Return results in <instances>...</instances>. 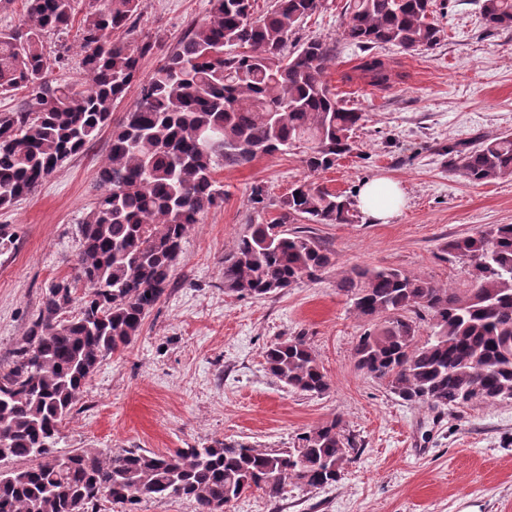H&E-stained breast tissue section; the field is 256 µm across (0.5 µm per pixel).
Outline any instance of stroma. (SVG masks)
<instances>
[{
	"mask_svg": "<svg viewBox=\"0 0 512 512\" xmlns=\"http://www.w3.org/2000/svg\"><path fill=\"white\" fill-rule=\"evenodd\" d=\"M346 0H323L305 19L300 40L335 47L326 78L346 107L364 119L358 149L331 169L309 174L295 152L221 169L224 200L191 225L170 284L140 335L104 358L72 415L59 451L103 453L141 448L166 453L235 439L290 448L300 434L338 419L355 451L342 479L321 488L286 487L279 498L255 490L226 512H512V402L433 409L410 404L357 369L363 324L337 281L357 267L396 268L466 287L467 264L449 254L451 239L487 224H512V177L474 185L454 175L442 148L475 134L512 132V32H484L477 0H451L439 16L441 39L409 53L376 51L391 70L387 86L359 79L361 52L341 39ZM210 0H142L138 31L155 47L139 64L112 113L120 122L140 85L163 63ZM111 129L67 159L28 197L0 209V367L24 346L48 288L69 277L81 252L79 223L100 192ZM314 178L330 192L356 196L361 183L387 177L406 203L391 223L315 224L335 254L318 279L254 298L225 292L224 254L250 222L281 214L297 181ZM264 190L254 203V187ZM305 337L330 383L308 396L271 377L267 344Z\"/></svg>",
	"mask_w": 512,
	"mask_h": 512,
	"instance_id": "35a3bbf8",
	"label": "stroma"
}]
</instances>
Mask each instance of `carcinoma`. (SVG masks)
<instances>
[{
	"instance_id": "cac0c4a2",
	"label": "carcinoma",
	"mask_w": 512,
	"mask_h": 512,
	"mask_svg": "<svg viewBox=\"0 0 512 512\" xmlns=\"http://www.w3.org/2000/svg\"><path fill=\"white\" fill-rule=\"evenodd\" d=\"M142 0H90L79 27L83 79L52 76L65 61L47 54L48 34L70 31L80 0H26L15 27L0 29V94L28 90L15 111L0 112V209L31 195L68 158L113 126L101 193L82 220L75 274L46 292L26 345L0 369V512H97L106 499L137 512L144 499L186 498L196 512H224L253 489L277 498L290 484L337 483L354 443L333 419L291 449L235 439L168 454L125 449L109 455L57 451L59 428L104 357L124 351L159 303L193 224L223 191L216 174L259 156L297 150L311 173L355 150L363 114L342 105L326 76L333 48L293 39L322 0H273L255 16L251 0H210L117 125L115 105L134 82L149 38L131 35ZM447 0H346L343 40L368 52L357 69L374 87L389 82L369 50L418 51L440 41L435 21ZM485 28H512V0H482ZM449 170L473 184L512 176V134L442 148ZM270 223L249 224L224 254V291L264 297L333 264V252L298 227L355 224L350 197L313 181L295 184ZM474 270L461 290L392 268H357L337 284L366 329L355 347L359 370L401 399L431 408L512 401V224L489 225L448 242ZM83 296H76L78 288ZM431 334L417 339L418 322ZM266 368L285 386L322 395L329 382L299 336L267 345Z\"/></svg>"
}]
</instances>
